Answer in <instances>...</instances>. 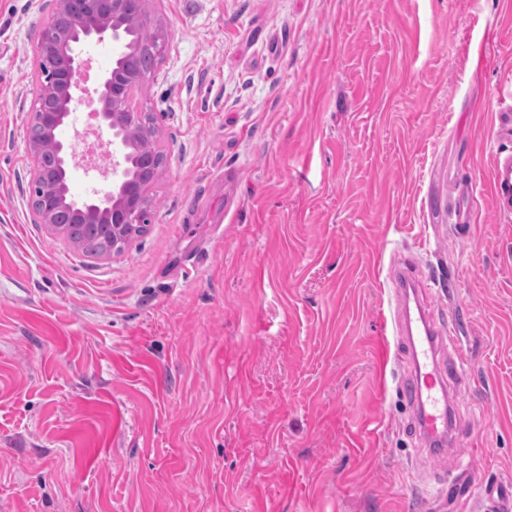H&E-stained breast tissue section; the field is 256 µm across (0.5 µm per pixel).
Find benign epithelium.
<instances>
[{
    "instance_id": "7a95c632",
    "label": "benign epithelium",
    "mask_w": 512,
    "mask_h": 512,
    "mask_svg": "<svg viewBox=\"0 0 512 512\" xmlns=\"http://www.w3.org/2000/svg\"><path fill=\"white\" fill-rule=\"evenodd\" d=\"M148 0H54V9L39 29L34 49L37 93L31 106L28 149L32 165L29 204L40 223L65 232L77 219L112 226V252H120L149 223L151 203L145 190L166 159L153 144L154 129L145 114L131 107L134 89L151 74L168 50L166 26L152 22ZM151 28L152 62L146 69L129 64L135 53L132 20ZM109 43L112 66L102 77L99 129L112 146V181L87 196L71 193L79 162L60 131L71 124L82 101L83 51L87 43Z\"/></svg>"
}]
</instances>
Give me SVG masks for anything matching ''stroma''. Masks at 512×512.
<instances>
[{
  "instance_id": "stroma-1",
  "label": "stroma",
  "mask_w": 512,
  "mask_h": 512,
  "mask_svg": "<svg viewBox=\"0 0 512 512\" xmlns=\"http://www.w3.org/2000/svg\"><path fill=\"white\" fill-rule=\"evenodd\" d=\"M0 0V512H484L512 486V0H149L150 223L85 253L30 210L33 49ZM467 354L431 455L390 278ZM493 198L500 211H512V153L499 155L493 173Z\"/></svg>"
}]
</instances>
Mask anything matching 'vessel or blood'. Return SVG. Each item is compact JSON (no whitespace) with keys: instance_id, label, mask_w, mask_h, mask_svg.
Returning <instances> with one entry per match:
<instances>
[{"instance_id":"vessel-or-blood-1","label":"vessel or blood","mask_w":512,"mask_h":512,"mask_svg":"<svg viewBox=\"0 0 512 512\" xmlns=\"http://www.w3.org/2000/svg\"><path fill=\"white\" fill-rule=\"evenodd\" d=\"M493 198L497 208L512 211V153L498 157L493 173ZM412 260L401 259L392 283L398 298L409 297L416 285ZM396 331L405 340L413 371L409 381L401 386L403 398L415 412L421 437L429 443H446L455 414L450 379L460 378L467 357L460 344L456 327L441 329L424 307L404 309L398 317ZM448 344L452 353L447 361H439L438 349Z\"/></svg>"}]
</instances>
